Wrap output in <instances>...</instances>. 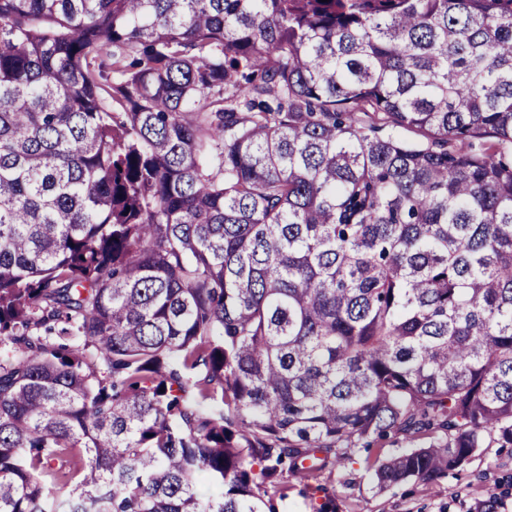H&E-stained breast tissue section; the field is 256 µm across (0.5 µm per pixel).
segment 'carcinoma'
<instances>
[{"label": "carcinoma", "mask_w": 512, "mask_h": 512, "mask_svg": "<svg viewBox=\"0 0 512 512\" xmlns=\"http://www.w3.org/2000/svg\"><path fill=\"white\" fill-rule=\"evenodd\" d=\"M2 348L0 512L511 448L512 0H0Z\"/></svg>", "instance_id": "carcinoma-1"}]
</instances>
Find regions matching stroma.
<instances>
[{
    "instance_id": "35a3bbf8",
    "label": "stroma",
    "mask_w": 512,
    "mask_h": 512,
    "mask_svg": "<svg viewBox=\"0 0 512 512\" xmlns=\"http://www.w3.org/2000/svg\"><path fill=\"white\" fill-rule=\"evenodd\" d=\"M401 437L359 449L344 468L322 475L320 481L336 498V512H512V448L497 443L477 449L463 470L435 483L407 482L380 492L375 487L376 464L402 448Z\"/></svg>"
}]
</instances>
